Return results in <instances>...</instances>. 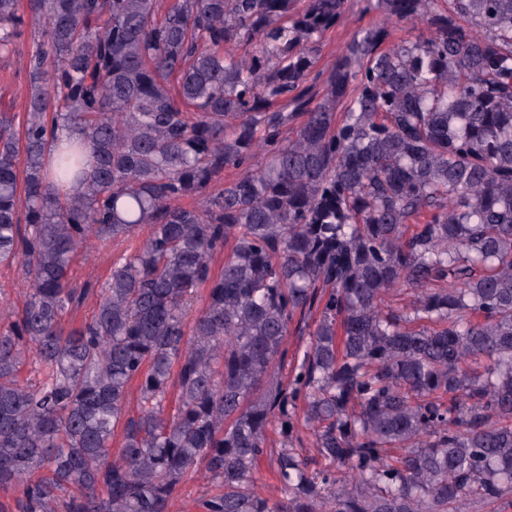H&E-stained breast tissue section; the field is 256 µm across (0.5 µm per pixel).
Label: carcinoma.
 <instances>
[{
    "instance_id": "carcinoma-1",
    "label": "carcinoma",
    "mask_w": 512,
    "mask_h": 512,
    "mask_svg": "<svg viewBox=\"0 0 512 512\" xmlns=\"http://www.w3.org/2000/svg\"><path fill=\"white\" fill-rule=\"evenodd\" d=\"M346 7L29 0L27 112L0 113V264L30 284L0 328L16 512H168L200 470L202 512L512 506V0H368L427 32L363 29L324 76ZM19 11L0 0L1 58ZM143 228L65 329L73 255ZM97 296L93 294V291L83 299L82 303L75 306L72 311L67 315L65 321V328L69 330L72 327H77L86 319L90 318L93 310L96 307ZM281 448V439L277 434L270 433L268 440V453L261 460L259 467L260 482L265 485L266 493L276 497L277 492L274 488L275 478L273 476V469L277 452Z\"/></svg>"
}]
</instances>
